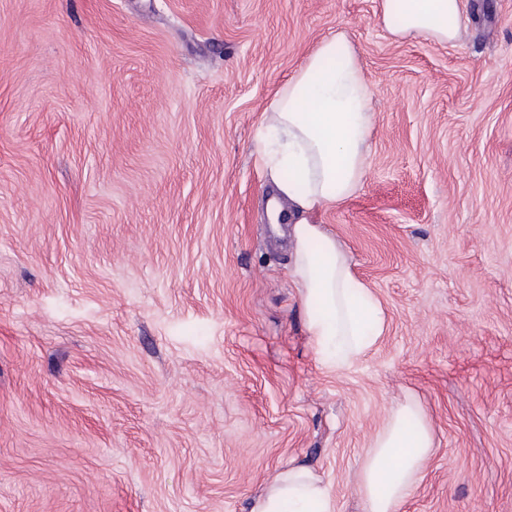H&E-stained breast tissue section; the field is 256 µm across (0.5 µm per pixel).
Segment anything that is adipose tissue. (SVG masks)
Here are the masks:
<instances>
[{
	"label": "adipose tissue",
	"instance_id": "1",
	"mask_svg": "<svg viewBox=\"0 0 512 512\" xmlns=\"http://www.w3.org/2000/svg\"><path fill=\"white\" fill-rule=\"evenodd\" d=\"M461 0H382L391 35L456 43ZM372 89L345 33L324 38L263 112L256 153L293 221L290 277L320 363L355 364L386 332L384 309L356 275L348 252L313 221L359 189L370 153ZM432 448L428 418L414 400L393 409L373 436L359 489L370 512H397ZM251 512H333L328 487L311 470L277 473Z\"/></svg>",
	"mask_w": 512,
	"mask_h": 512
}]
</instances>
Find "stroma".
Listing matches in <instances>:
<instances>
[{"mask_svg":"<svg viewBox=\"0 0 512 512\" xmlns=\"http://www.w3.org/2000/svg\"><path fill=\"white\" fill-rule=\"evenodd\" d=\"M397 40L380 0H0V512H334L414 398L398 512H512V0ZM345 32L374 91L360 189L315 216L379 297L330 371L266 215L261 113ZM251 512H333L328 487L304 466L277 473L253 500Z\"/></svg>","mask_w":512,"mask_h":512,"instance_id":"obj_1","label":"stroma"}]
</instances>
